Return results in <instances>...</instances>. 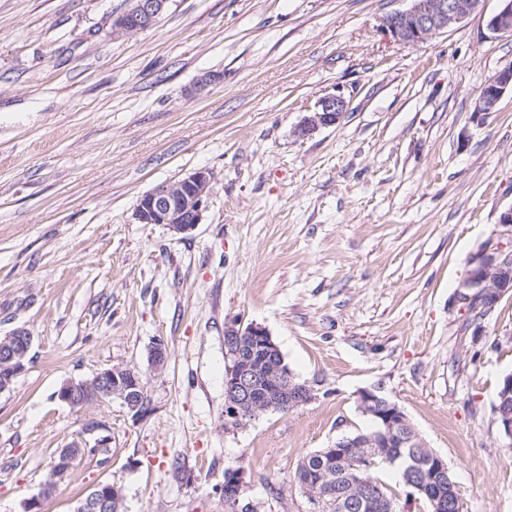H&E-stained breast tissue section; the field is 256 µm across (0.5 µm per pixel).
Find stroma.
<instances>
[{
	"mask_svg": "<svg viewBox=\"0 0 512 512\" xmlns=\"http://www.w3.org/2000/svg\"><path fill=\"white\" fill-rule=\"evenodd\" d=\"M129 5L0 0V336L34 338L0 393V512H23L92 422L108 461L77 459L42 512L100 482L123 512H229L230 465L264 512H307L297 464L368 427L365 388L446 460L463 512H512L494 413L512 294L478 337L450 305L479 249L512 248V94L473 117L512 66V36L487 27L500 0L417 45L383 26L408 0H167L153 27L113 35ZM329 94L341 121L297 136ZM201 168L216 182L192 231L135 220L142 195ZM235 321L265 327L316 399L226 431ZM115 366L141 370L144 416L56 399ZM512 92V68L499 71L482 87L474 105V118L482 122L496 109L507 92Z\"/></svg>",
	"mask_w": 512,
	"mask_h": 512,
	"instance_id": "1",
	"label": "stroma"
}]
</instances>
